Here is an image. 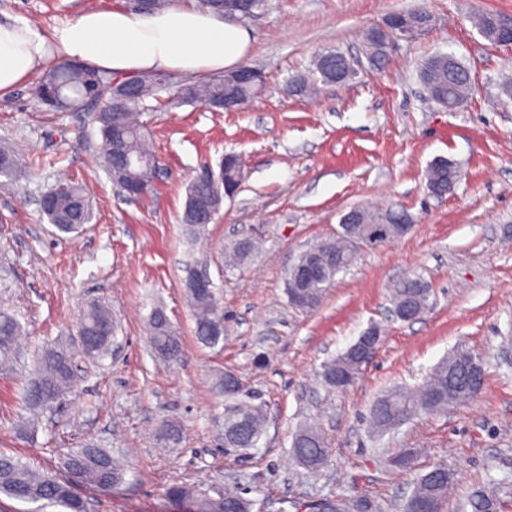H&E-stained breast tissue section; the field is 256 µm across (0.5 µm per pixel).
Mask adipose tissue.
<instances>
[{
    "mask_svg": "<svg viewBox=\"0 0 512 512\" xmlns=\"http://www.w3.org/2000/svg\"><path fill=\"white\" fill-rule=\"evenodd\" d=\"M250 34L205 8L177 5L158 12L124 8L79 14L44 34L29 23L0 22V96L66 58L115 76L145 71L184 73L241 66Z\"/></svg>",
    "mask_w": 512,
    "mask_h": 512,
    "instance_id": "1",
    "label": "adipose tissue"
}]
</instances>
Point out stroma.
Here are the masks:
<instances>
[{"label":"stroma","mask_w":512,"mask_h":512,"mask_svg":"<svg viewBox=\"0 0 512 512\" xmlns=\"http://www.w3.org/2000/svg\"><path fill=\"white\" fill-rule=\"evenodd\" d=\"M129 0H0V19L51 31L85 11L128 7ZM425 7L435 18L398 41L385 65L323 86L317 97L289 94V79L310 71L317 53H362L363 35L394 12ZM478 11L512 14V0H269L244 23L251 33L246 66L266 77L245 109L215 112L200 104L150 100L142 119L161 171L153 194L126 201L100 160L91 107L54 112L33 83L0 98V142L19 152L22 173L0 192V307L18 315L25 334L0 366V452L68 479L64 458L94 443L123 461V482L74 490L89 512H183L167 496L176 483L211 497L225 486L250 489L253 512H316L325 499L367 496L380 512H400L416 471L454 469L457 495L494 480L512 499V102L501 97L512 74V48L492 45L472 23ZM469 68L473 91L453 112L429 102L417 67L437 50ZM239 158L243 180L225 198L194 246L182 238L187 184ZM454 161V191L433 196L428 166ZM61 183L83 185L91 218L80 233L61 234L39 201ZM355 207L406 211L404 237L364 246L337 275L322 305L305 313L286 295L297 256L336 237ZM243 239L259 244L245 263L229 262ZM196 261L224 306V343L198 342L183 287ZM430 289L431 307L412 323L391 317L389 289L407 277ZM106 305L118 326L109 349L78 357L73 387L36 433L22 420V392L44 344L74 342L89 301ZM162 308L181 343L178 362L147 340L148 317ZM382 341L353 386L329 389L323 363L371 324ZM486 362L477 399L448 412L418 416L383 440L369 427L374 398L393 385L413 386L458 344ZM233 371L243 397L263 405L267 425L257 448L224 445V399L214 383ZM176 423L175 440L159 427ZM316 424L329 442L316 474L290 450L301 425ZM418 449L414 468L395 471L384 456Z\"/></svg>","instance_id":"35a3bbf8"}]
</instances>
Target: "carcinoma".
Wrapping results in <instances>:
<instances>
[{
    "label": "carcinoma",
    "mask_w": 512,
    "mask_h": 512,
    "mask_svg": "<svg viewBox=\"0 0 512 512\" xmlns=\"http://www.w3.org/2000/svg\"><path fill=\"white\" fill-rule=\"evenodd\" d=\"M203 7L219 16L249 19L264 11L268 0H201ZM417 35L414 30L400 29L388 36L377 28L368 30L365 50L368 64L380 68L388 57V44L398 38L410 39ZM354 75L349 57L340 51L319 54L314 69L307 75H297L289 80L287 89L303 96L319 91V86L342 84ZM430 99L446 108H461L469 99L472 78L468 68L454 55L438 51L424 61L419 71ZM260 83L251 81L232 71L206 80H186L173 87L157 83L152 74H145L137 85L128 91L132 102L125 111H112V102L118 99L117 89L110 81L97 80L96 70L64 60L46 73L38 82L36 93L49 91L51 100L47 106L64 112L83 103H102L93 113L102 138V159L113 185L118 191L141 184L147 192L153 191V178L157 165L154 152L143 132L138 108L146 100L165 89L169 103H199L209 106L226 102L237 111L253 99ZM451 161L438 159L426 172L431 191L448 188V167ZM19 167L15 148L0 143V176L12 179ZM242 169L234 155L224 158L220 187L232 190L239 188ZM51 208L44 211L49 223L63 233L75 232L89 220V204L83 186L64 184L50 189ZM224 193H215L208 184L199 180L187 186L186 203L182 216L186 235L193 239L205 230L211 216L217 215L223 203ZM370 216L387 222L388 240H397L408 233L409 224L404 212L388 210L372 211ZM362 227L351 224L341 228L336 238L319 243L325 256L321 276L312 281L296 277L293 270L286 275V294L304 301L303 311L317 309L337 274L348 270L356 259L351 253V237L361 232ZM185 292L193 312L197 340L208 347L224 342V308L215 287H198V276L202 269L190 264L185 269ZM430 289L420 278H408L392 290L393 310L412 307L426 310L430 306ZM78 328L89 339V351L85 357L104 353L114 337L116 328L110 310L99 302L87 304L80 315ZM23 327L16 316L0 308V340L14 341L21 335ZM148 341L154 351L172 362L181 351L178 336L164 312L156 308L148 321ZM76 351L68 344L57 341L42 349L36 359L35 377L24 393L25 408L36 414L49 410L60 403L68 393L74 377ZM361 367L354 363L351 349L329 360L323 365L321 376L325 384L337 391L351 386L359 377ZM218 392L224 396V444L230 448L249 449L257 447L264 432L266 414L263 407L239 398L241 386L238 377L231 371L224 372L216 382ZM481 392V385L474 382L469 370L464 368L460 347L456 346L448 356L440 360L413 387L394 386L385 390L371 404L369 422L374 434L382 436L422 414H437L457 408L473 401ZM291 455L296 463L310 473L319 472L328 461L329 448L323 433L314 426H303L293 435ZM417 451L406 448L389 457V468L407 471L412 468ZM64 466L72 477L100 490H107L122 482L125 468L120 461L104 448L87 445L70 453ZM457 483V474L439 464L416 476L415 489L402 505V512H412V503L421 502L427 512H443L448 493ZM0 492L24 502L44 501L62 508V512H86L85 501L76 495L72 483L40 472L20 459L0 454ZM168 497L181 502L189 500L196 512H252L253 500L245 497V489L236 487L224 491L214 499L187 484H174L168 488ZM379 512V506L369 497L361 496L347 502L327 500L320 505L319 512ZM461 512H506L499 498L496 485L489 484L474 490L460 503Z\"/></svg>",
    "instance_id": "obj_1"
}]
</instances>
